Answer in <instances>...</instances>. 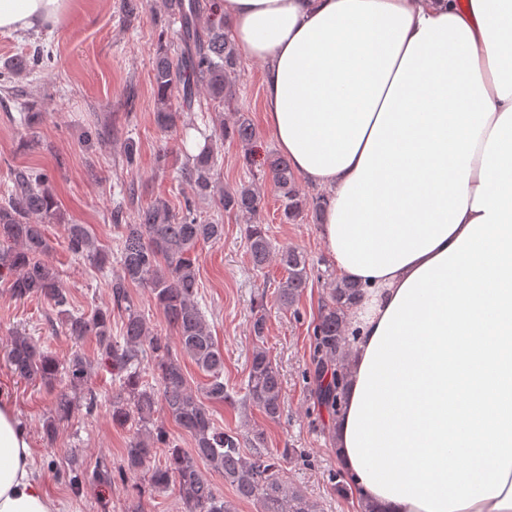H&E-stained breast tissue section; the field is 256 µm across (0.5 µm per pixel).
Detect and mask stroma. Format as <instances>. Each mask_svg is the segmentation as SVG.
Here are the masks:
<instances>
[{"label": "stroma", "instance_id": "35a3bbf8", "mask_svg": "<svg viewBox=\"0 0 512 512\" xmlns=\"http://www.w3.org/2000/svg\"><path fill=\"white\" fill-rule=\"evenodd\" d=\"M124 0H70L65 18L53 29L12 34L0 33V66L10 58L40 45L52 52L54 68L13 78L0 85V198L4 197L18 170L31 168L49 176V188L65 222L88 225L99 244L116 250L118 230L112 222L114 207L123 210V221L135 223L138 211L154 199L166 200L179 210L191 189L179 175L190 155L180 129L164 131L154 122L153 60L159 33L167 17L160 0L127 18ZM263 66L239 60L234 106L248 114L257 137L251 147L224 141L218 147L223 161L219 182L233 189L250 180L245 155L262 161L277 145L262 118ZM32 103L41 118L32 127L18 122L23 103ZM136 147V164L127 167L123 148ZM135 182L138 196L124 199L121 187ZM259 207L255 221L265 225L273 245L296 247L309 257L313 270L309 286L295 310L275 301L283 268L270 263L254 269L244 239V217L219 214L212 203H202V218L221 217L224 237L198 250L199 296L215 340L224 351V384L242 391L255 345L250 334L252 309L264 303L267 332L264 346L277 365L284 404L279 420L243 405L216 406L218 425L250 434L259 429L265 446L274 454L295 448L303 457L283 463L287 480L319 501L324 512H361L356 485L341 467L332 446L333 420L318 404L312 378L310 343L313 326L328 283L336 271L319 237V223L304 215L286 223L281 202L268 178L256 180ZM45 234L51 250L46 260L59 272L75 311L111 305L109 278L89 262L74 258L66 249L63 224H49ZM55 312L41 298L15 300L5 279H0V391L6 393L23 419L36 465L48 493L60 512H179L174 491L152 487L135 491L119 477L123 450L132 435L130 428L113 425L112 394L116 386L110 370L101 362L93 336L80 339L51 327ZM40 339L59 359L78 353L91 362L87 381L101 404L94 414L74 411L60 422L53 439H46L43 423L51 414L57 391L67 382L48 388L20 379L5 362L6 339L14 330ZM108 465L117 475L111 486L88 483L74 489L70 469L94 471Z\"/></svg>", "mask_w": 512, "mask_h": 512}]
</instances>
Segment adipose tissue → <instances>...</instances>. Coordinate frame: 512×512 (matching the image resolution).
<instances>
[{"instance_id":"obj_1","label":"adipose tissue","mask_w":512,"mask_h":512,"mask_svg":"<svg viewBox=\"0 0 512 512\" xmlns=\"http://www.w3.org/2000/svg\"><path fill=\"white\" fill-rule=\"evenodd\" d=\"M68 0H0V33ZM267 128L369 288L336 456L378 512H512V0H224ZM0 512H59L0 397Z\"/></svg>"}]
</instances>
